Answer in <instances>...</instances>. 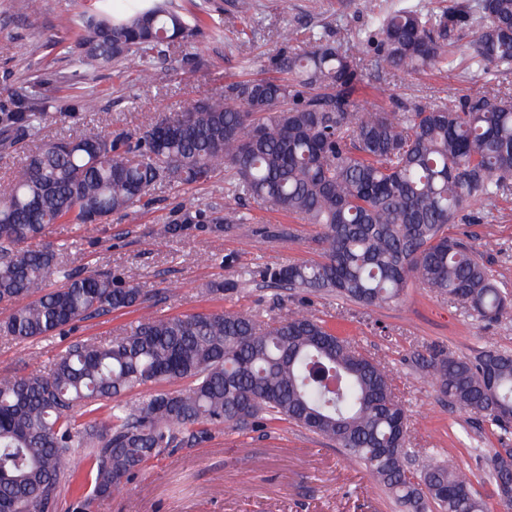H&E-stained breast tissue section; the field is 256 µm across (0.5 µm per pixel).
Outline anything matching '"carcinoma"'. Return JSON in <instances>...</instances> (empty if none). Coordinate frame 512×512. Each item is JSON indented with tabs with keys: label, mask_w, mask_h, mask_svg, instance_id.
<instances>
[{
	"label": "carcinoma",
	"mask_w": 512,
	"mask_h": 512,
	"mask_svg": "<svg viewBox=\"0 0 512 512\" xmlns=\"http://www.w3.org/2000/svg\"><path fill=\"white\" fill-rule=\"evenodd\" d=\"M101 2L89 16L61 22L75 28L68 54L87 70L132 55L152 61L213 29L167 0ZM364 9L371 24L356 48L315 34L301 44L285 31L269 77L229 82L136 137L93 133L27 155L0 189V308L8 312L0 335L33 342L142 304L134 281L66 270L47 228L86 229L151 206L158 189L221 172L225 194L322 227V259L265 268L267 283L378 307L414 280L480 321L511 312L512 292L451 229L492 217L512 195V93L487 86L403 112H361L357 94L370 72L446 62L448 41L473 27L472 66L508 72L512 0L441 13L402 3L385 15L364 0ZM60 108L46 91H14L0 107V149L38 138L48 112ZM53 276L59 286L49 289ZM430 366L451 404L509 440L512 353L439 355ZM162 382L179 387L124 400ZM259 418L336 443L401 507L489 512L458 460L409 467L422 450L407 445L406 410L379 363L300 311L267 323L227 309L145 316L119 336L69 343L45 371L0 376V512H48L63 488L66 512H91L166 449L206 442L220 427L252 431ZM76 457L83 466H71ZM489 474L509 512L502 491L512 484V450L495 451Z\"/></svg>",
	"instance_id": "1"
}]
</instances>
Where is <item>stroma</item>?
I'll return each instance as SVG.
<instances>
[{"mask_svg":"<svg viewBox=\"0 0 512 512\" xmlns=\"http://www.w3.org/2000/svg\"><path fill=\"white\" fill-rule=\"evenodd\" d=\"M194 2L196 13L211 15L223 35L166 49L156 63L163 77L152 81L146 64L135 57L87 73L72 66L69 36L57 22L78 18L94 0H39L34 12L27 0H0V105L14 90L49 78L65 106L90 90L97 107L48 113L43 140L100 131L133 135L158 114L222 91L227 82L266 77L263 63L279 50L283 30L302 38L316 32L345 44L357 41L368 21L362 0H252L246 14L238 11L237 0ZM474 35L470 29L455 36L448 48L452 66L371 79L361 102L392 112L484 86L486 75L469 60ZM189 54L197 58L195 67L181 63ZM156 196L149 209L115 214L86 230L72 224L47 230L48 240L68 244L64 262L73 271L138 282L148 293L145 309L85 319L27 344L0 336V374L45 369L69 342L117 335L145 310L177 316L232 308L269 322L300 309L389 371L395 396L407 411L410 447L439 459L457 458L468 468L475 491L490 498L487 462L500 442L449 404L427 363L440 353L471 357L486 348L512 353V313L488 325L418 284L386 305L367 307L329 293L274 288L256 276L245 280L240 276L245 269L320 261L319 226L252 201L244 204L249 223H215V216L241 205L225 194L220 175L178 192L162 189ZM189 203L210 213V220L180 235H162L161 227ZM456 230L469 235L494 279L512 290V196L499 201L491 221L460 224ZM231 280L237 288L225 291L224 282ZM95 512L400 510L365 466L347 459L334 443L289 422H263L253 432L220 429L202 445L169 449L123 489L98 501Z\"/></svg>","mask_w":512,"mask_h":512,"instance_id":"stroma-1","label":"stroma"}]
</instances>
